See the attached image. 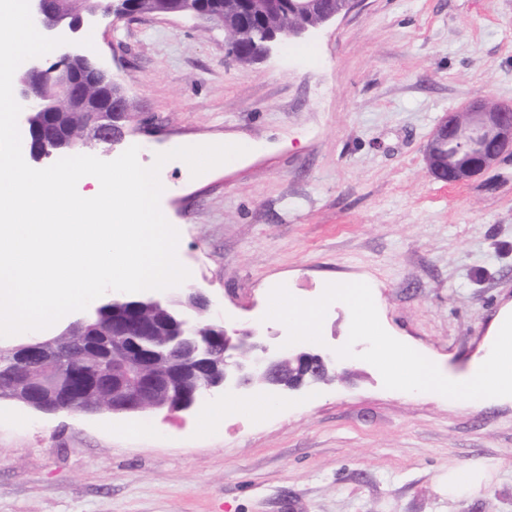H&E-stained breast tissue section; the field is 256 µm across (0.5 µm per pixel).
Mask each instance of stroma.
Here are the masks:
<instances>
[{
  "mask_svg": "<svg viewBox=\"0 0 512 512\" xmlns=\"http://www.w3.org/2000/svg\"><path fill=\"white\" fill-rule=\"evenodd\" d=\"M82 41L134 103L123 144L143 159L254 145L197 177L160 171L207 320L258 327L276 285L309 301L367 280L391 336L453 376L481 360L512 304V160L450 186L425 147L474 97L512 106V0H356L249 65L191 17L102 18ZM365 348L349 381L208 432L224 396L135 416L0 398V512H512V400L385 389ZM451 468L495 476L451 498Z\"/></svg>",
  "mask_w": 512,
  "mask_h": 512,
  "instance_id": "obj_1",
  "label": "stroma"
}]
</instances>
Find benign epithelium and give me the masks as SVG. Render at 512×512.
<instances>
[{"mask_svg":"<svg viewBox=\"0 0 512 512\" xmlns=\"http://www.w3.org/2000/svg\"><path fill=\"white\" fill-rule=\"evenodd\" d=\"M37 30L68 43L57 47V58L45 62L32 58L23 62L17 79V102L22 111L19 123L32 125L38 114L80 112L81 132L69 146L79 153L88 148L112 146L125 137L131 103L112 73L101 68L81 47L78 34L99 18L115 15L107 0H29ZM305 27L271 30L265 34L259 55L285 37L299 36ZM495 146L485 150L487 144ZM447 145V165L429 166L434 178L450 183L467 182L490 169L504 156L512 155V113L500 112L477 98L464 107V117L445 115L435 127L426 155ZM127 302L137 306L169 309L180 316L178 332L160 340L165 359H133L141 340L154 339L155 329L145 319L112 320L107 334L112 337V363L96 370L84 367V342L61 348L54 339H34L12 347L0 346V383L24 386V397L16 401L43 413L68 411L135 413L146 409L186 411L199 399L216 392L252 394L262 391L279 397L287 391L326 382L325 375L336 366L328 354L281 347L279 333L263 334L255 329L216 326L218 335H200L197 313L210 302L200 288H171L163 294L144 291L97 300L68 326L75 330L99 320L109 308ZM191 381V390L177 403L154 402L151 393L181 391Z\"/></svg>","mask_w":512,"mask_h":512,"instance_id":"obj_1","label":"benign epithelium"}]
</instances>
